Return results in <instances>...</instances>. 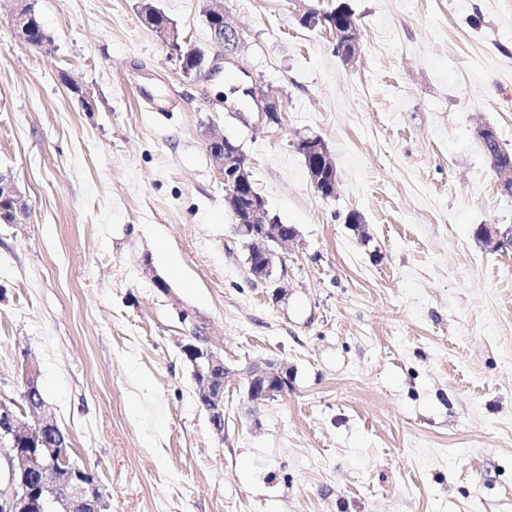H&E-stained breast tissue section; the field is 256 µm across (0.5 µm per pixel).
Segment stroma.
I'll use <instances>...</instances> for the list:
<instances>
[{
    "label": "stroma",
    "mask_w": 512,
    "mask_h": 512,
    "mask_svg": "<svg viewBox=\"0 0 512 512\" xmlns=\"http://www.w3.org/2000/svg\"><path fill=\"white\" fill-rule=\"evenodd\" d=\"M156 2L207 44L206 0ZM138 3L35 0L45 52L0 0V169L28 205L0 224V399L36 365L109 512H512V246L476 237L512 226L478 137L512 151V0H222L236 92L184 83ZM340 3L350 63L297 19ZM211 134L299 233L280 300L248 275ZM197 332L230 365L287 362V394L231 386L215 435L181 353ZM212 14V17L207 19L205 11L206 26L210 32V29L216 28L221 29L223 26V33L220 35L222 42V48H224V61L230 60V56L237 48L241 40V31L238 26L233 22L229 14L224 11V23L220 16ZM297 149L308 155L316 157L317 164L308 167V175L314 189L323 197L330 198L336 195L337 183L333 185V190L323 186L322 175L319 174L321 168L335 167L334 161L330 156L325 142L319 136L303 137L297 143Z\"/></svg>",
    "instance_id": "35a3bbf8"
}]
</instances>
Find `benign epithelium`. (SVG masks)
<instances>
[{"mask_svg": "<svg viewBox=\"0 0 512 512\" xmlns=\"http://www.w3.org/2000/svg\"><path fill=\"white\" fill-rule=\"evenodd\" d=\"M25 0L18 2L12 13V22L19 42L29 45L26 35L28 24L33 14L24 13ZM166 47L169 58L181 60L187 40L172 22L155 30ZM348 47L341 49L344 61L352 62L360 48V38L356 26L352 25L346 32ZM224 55L214 54L206 57L202 68L186 72L185 83L194 85L202 80H209L221 72L220 59H229L241 40V31L229 14H224L223 33L220 35ZM248 94L260 111L261 119L268 124H280V113L274 98L268 95ZM297 149L316 157L317 164L308 168V175L314 189L324 198L336 195V190L323 186L321 168L334 166L325 142L318 136L303 137L297 143ZM212 157L223 175L224 200L230 206L237 221L235 233L246 242L248 261H253L256 251L263 254L262 261L252 266L251 274L255 281L272 289V297L281 298L279 283V265L283 262L282 253L297 237L294 226H285L277 216H272L258 196L244 194L249 186V170L245 155L238 145H230L223 151L215 150ZM0 194L13 201V214L19 216L25 210L24 196L15 179L11 176L0 177ZM199 360L208 370H217L224 374V384L206 391L205 411L211 422H218L224 417V392L227 384L234 379L245 383L247 397L253 402L273 401L288 390L291 372L283 361H253L243 369L229 366L224 358L209 348L198 352ZM39 372L32 365H26L21 399L30 412L35 414L32 423L24 424L12 408L0 403V446L8 443L11 454L0 465V512H30L34 507L40 512H101L102 505L91 495L85 484L71 476L76 469L75 463L64 455L57 446L56 434L45 439V431L57 427V421L48 403L39 392ZM36 433L40 435V447L27 456L17 449L19 440ZM36 470L47 473L40 486L39 498L31 502L27 491L18 484L16 472Z\"/></svg>", "mask_w": 512, "mask_h": 512, "instance_id": "7a95c632", "label": "benign epithelium"}]
</instances>
